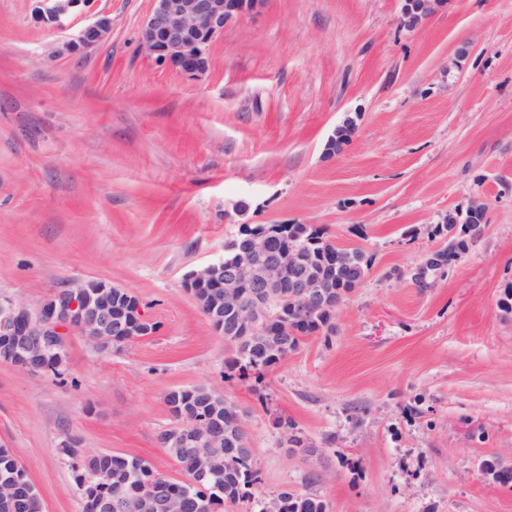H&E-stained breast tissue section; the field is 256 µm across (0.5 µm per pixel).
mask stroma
Returning a JSON list of instances; mask_svg holds the SVG:
<instances>
[{
	"mask_svg": "<svg viewBox=\"0 0 512 512\" xmlns=\"http://www.w3.org/2000/svg\"><path fill=\"white\" fill-rule=\"evenodd\" d=\"M404 4L268 0L190 76L141 50L152 0H89L58 29L0 0V297L37 309L101 280L157 325L109 352L70 333L55 375L0 362V446L43 512H81L69 436L184 479L158 436L189 387L244 413L259 481L234 512L286 490L330 512H512L481 468L512 466V0H442L413 27ZM101 12L110 35L69 49ZM476 201L481 236L423 270ZM246 224L312 225L372 268L334 332L244 373L185 279Z\"/></svg>",
	"mask_w": 512,
	"mask_h": 512,
	"instance_id": "1",
	"label": "stroma"
}]
</instances>
